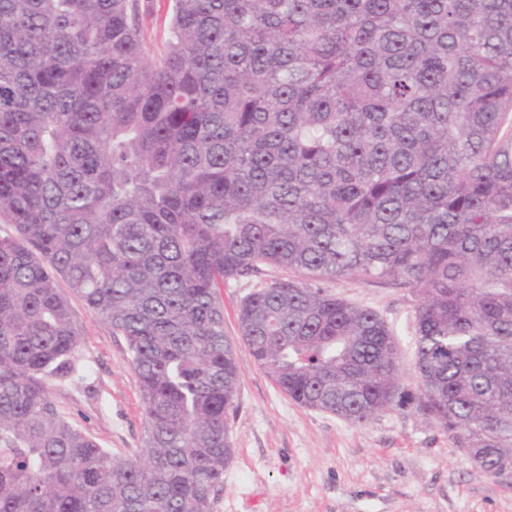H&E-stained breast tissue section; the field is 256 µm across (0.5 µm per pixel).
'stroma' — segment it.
Segmentation results:
<instances>
[{
    "label": "stroma",
    "mask_w": 512,
    "mask_h": 512,
    "mask_svg": "<svg viewBox=\"0 0 512 512\" xmlns=\"http://www.w3.org/2000/svg\"><path fill=\"white\" fill-rule=\"evenodd\" d=\"M330 288L386 321L402 351L400 383L416 389L413 297L389 284L348 279ZM69 303L85 376L50 382L51 396L100 447L134 457L145 419L126 341L79 298ZM235 361L234 455L212 512H512V482L477 468L413 407L356 426L290 400L244 344L236 345Z\"/></svg>",
    "instance_id": "obj_1"
}]
</instances>
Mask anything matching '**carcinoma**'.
<instances>
[{"instance_id":"1","label":"carcinoma","mask_w":512,"mask_h":512,"mask_svg":"<svg viewBox=\"0 0 512 512\" xmlns=\"http://www.w3.org/2000/svg\"><path fill=\"white\" fill-rule=\"evenodd\" d=\"M0 0V512H212L238 331L295 403L411 405L512 469V0ZM351 279L415 298L417 392ZM72 293L125 338L121 458L59 411ZM266 278H268L266 275H260L258 277L252 276L243 278L239 282H230L228 285L224 286L225 329L231 338H236V311L240 300L253 289L259 287Z\"/></svg>"}]
</instances>
